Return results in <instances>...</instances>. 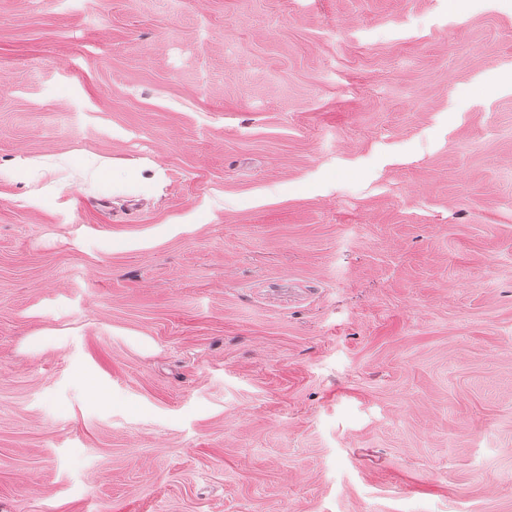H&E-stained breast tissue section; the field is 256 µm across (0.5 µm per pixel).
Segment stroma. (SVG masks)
Returning a JSON list of instances; mask_svg holds the SVG:
<instances>
[{
	"label": "stroma",
	"mask_w": 512,
	"mask_h": 512,
	"mask_svg": "<svg viewBox=\"0 0 512 512\" xmlns=\"http://www.w3.org/2000/svg\"><path fill=\"white\" fill-rule=\"evenodd\" d=\"M0 512H512V0H0Z\"/></svg>",
	"instance_id": "35a3bbf8"
}]
</instances>
